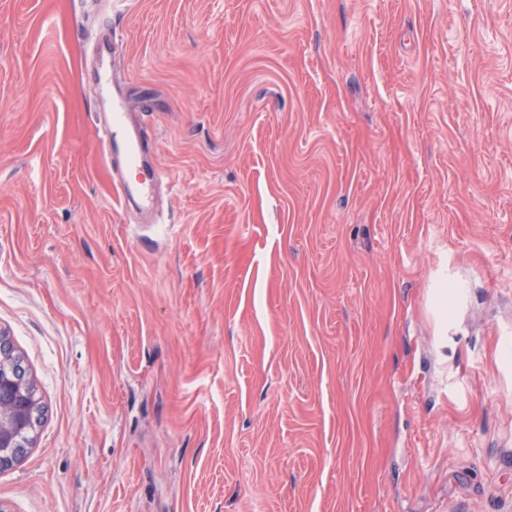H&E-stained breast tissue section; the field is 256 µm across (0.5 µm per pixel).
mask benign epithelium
Wrapping results in <instances>:
<instances>
[{
    "label": "benign epithelium",
    "mask_w": 512,
    "mask_h": 512,
    "mask_svg": "<svg viewBox=\"0 0 512 512\" xmlns=\"http://www.w3.org/2000/svg\"><path fill=\"white\" fill-rule=\"evenodd\" d=\"M29 380L15 363L10 342L0 333V471L15 466L18 440L35 423Z\"/></svg>",
    "instance_id": "benign-epithelium-1"
}]
</instances>
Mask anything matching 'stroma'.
<instances>
[{
  "mask_svg": "<svg viewBox=\"0 0 512 512\" xmlns=\"http://www.w3.org/2000/svg\"><path fill=\"white\" fill-rule=\"evenodd\" d=\"M0 331L7 512H512V0H0ZM128 120L125 112V99L117 98L113 101L112 124L102 128L101 147L105 162L109 163L112 157L125 153L131 158L151 150L150 140L144 134L142 126L136 122L143 131L138 137L128 132ZM10 342L0 333V471L13 468L23 432L36 421L31 378L17 366ZM33 382V381H32Z\"/></svg>",
  "mask_w": 512,
  "mask_h": 512,
  "instance_id": "obj_1",
  "label": "stroma"
}]
</instances>
